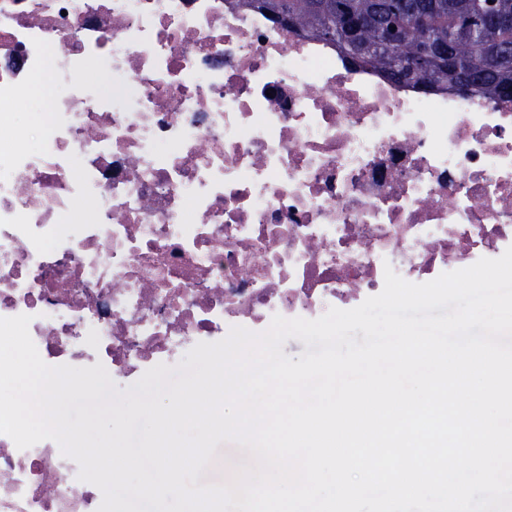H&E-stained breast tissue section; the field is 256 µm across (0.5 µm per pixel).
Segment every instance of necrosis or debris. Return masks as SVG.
<instances>
[{
    "mask_svg": "<svg viewBox=\"0 0 512 512\" xmlns=\"http://www.w3.org/2000/svg\"><path fill=\"white\" fill-rule=\"evenodd\" d=\"M50 72V113L17 116ZM512 246V101L425 93L238 0H0V317L118 388ZM0 434V512H97Z\"/></svg>",
    "mask_w": 512,
    "mask_h": 512,
    "instance_id": "4bbe7bcc",
    "label": "necrosis or debris"
}]
</instances>
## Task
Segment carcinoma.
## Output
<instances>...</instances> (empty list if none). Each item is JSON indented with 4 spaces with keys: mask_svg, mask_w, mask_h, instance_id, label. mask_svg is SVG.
I'll return each instance as SVG.
<instances>
[{
    "mask_svg": "<svg viewBox=\"0 0 512 512\" xmlns=\"http://www.w3.org/2000/svg\"><path fill=\"white\" fill-rule=\"evenodd\" d=\"M288 27L423 92L512 99V0H249ZM447 49L426 66L422 45Z\"/></svg>",
    "mask_w": 512,
    "mask_h": 512,
    "instance_id": "carcinoma-1",
    "label": "carcinoma"
}]
</instances>
